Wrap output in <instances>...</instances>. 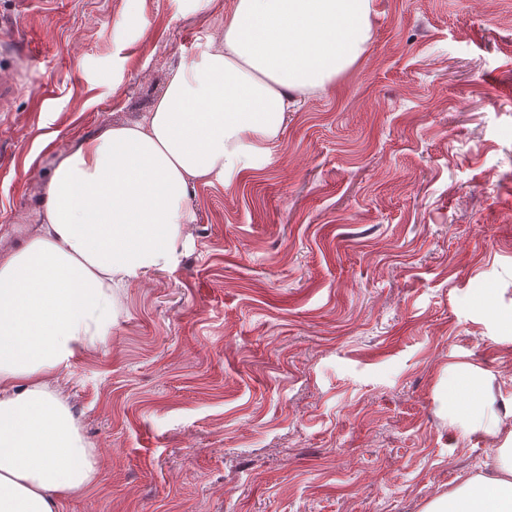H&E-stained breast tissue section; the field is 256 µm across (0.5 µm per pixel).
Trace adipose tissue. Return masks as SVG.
<instances>
[{
  "label": "adipose tissue",
  "instance_id": "1",
  "mask_svg": "<svg viewBox=\"0 0 512 512\" xmlns=\"http://www.w3.org/2000/svg\"><path fill=\"white\" fill-rule=\"evenodd\" d=\"M374 0H234L219 39L172 70L152 108L72 144L45 187L38 224L0 257V512H62L95 479L59 376L117 322L114 293L177 268L194 188L229 182L263 161L298 95L326 91L371 38ZM488 376L449 364L440 414L459 395L463 427L501 437L493 462L422 512H512V395L488 398Z\"/></svg>",
  "mask_w": 512,
  "mask_h": 512
}]
</instances>
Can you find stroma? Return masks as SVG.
Listing matches in <instances>:
<instances>
[{
	"mask_svg": "<svg viewBox=\"0 0 512 512\" xmlns=\"http://www.w3.org/2000/svg\"><path fill=\"white\" fill-rule=\"evenodd\" d=\"M232 5L0 0V255ZM188 205L181 264L59 379L97 470L64 512H422L491 463L434 390L467 361L512 392V0H377L358 63Z\"/></svg>",
	"mask_w": 512,
	"mask_h": 512,
	"instance_id": "35a3bbf8",
	"label": "stroma"
}]
</instances>
